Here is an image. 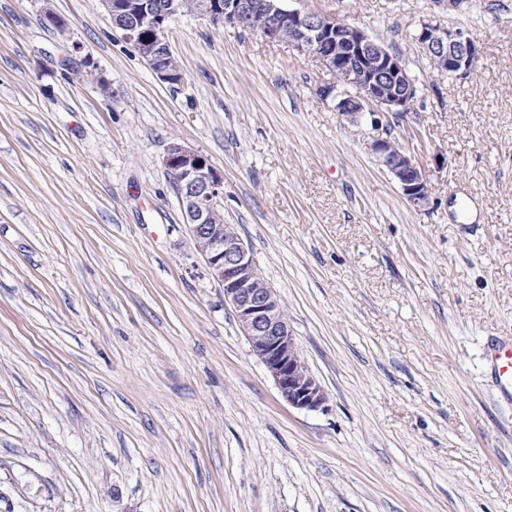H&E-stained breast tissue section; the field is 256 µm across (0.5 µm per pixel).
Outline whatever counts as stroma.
<instances>
[{
	"mask_svg": "<svg viewBox=\"0 0 512 512\" xmlns=\"http://www.w3.org/2000/svg\"><path fill=\"white\" fill-rule=\"evenodd\" d=\"M403 58L406 114L193 16L161 81L99 0H0V512H512V0H284ZM64 22L45 23V12ZM467 30L438 72L421 24ZM420 165L410 205L368 143ZM224 177L327 401L284 402L196 252L171 142ZM415 39L440 70H449L456 78L466 79L477 68L480 59L479 45L463 29L441 28L425 23L418 30ZM491 362L501 394L512 398V341L497 345L491 352Z\"/></svg>",
	"mask_w": 512,
	"mask_h": 512,
	"instance_id": "stroma-1",
	"label": "stroma"
}]
</instances>
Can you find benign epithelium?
<instances>
[{
  "label": "benign epithelium",
  "instance_id": "benign-epithelium-1",
  "mask_svg": "<svg viewBox=\"0 0 512 512\" xmlns=\"http://www.w3.org/2000/svg\"><path fill=\"white\" fill-rule=\"evenodd\" d=\"M284 0H200L194 16L214 26L232 25L254 30L271 42H285L312 56L337 84L354 95L337 103L339 112L357 117L370 107L374 112L402 114L417 98L415 79L402 58L372 40L363 29L335 17L301 13L283 7ZM113 26L131 44L158 78L178 84L182 76L166 66L172 55L166 30L184 14L175 3L160 0H100ZM415 39L439 69L466 79L477 68L480 48L463 29L423 24ZM370 151L417 208L429 203L422 170L395 142L375 137ZM165 166L172 174L187 227L196 251L211 275L224 286V301L234 311L252 353L266 366L280 396L297 409L314 410L326 401L320 384L303 360L279 296L259 274L251 248L236 225L224 223L221 202L224 178L207 160L178 142L167 148Z\"/></svg>",
  "mask_w": 512,
  "mask_h": 512
}]
</instances>
